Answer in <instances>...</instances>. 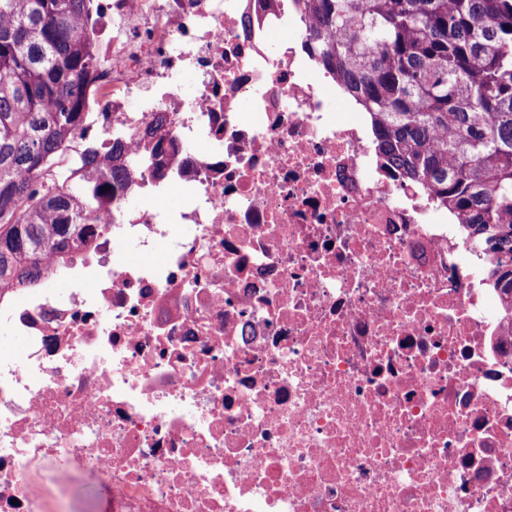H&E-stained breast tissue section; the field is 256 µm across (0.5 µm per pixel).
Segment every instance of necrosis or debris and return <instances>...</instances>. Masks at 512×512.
<instances>
[{
	"label": "necrosis or debris",
	"mask_w": 512,
	"mask_h": 512,
	"mask_svg": "<svg viewBox=\"0 0 512 512\" xmlns=\"http://www.w3.org/2000/svg\"><path fill=\"white\" fill-rule=\"evenodd\" d=\"M94 4L87 109L133 183L37 292L0 289L26 339L0 512H512V321L315 68L298 0Z\"/></svg>",
	"instance_id": "necrosis-or-debris-1"
}]
</instances>
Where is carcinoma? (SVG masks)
I'll return each mask as SVG.
<instances>
[{
	"label": "carcinoma",
	"mask_w": 512,
	"mask_h": 512,
	"mask_svg": "<svg viewBox=\"0 0 512 512\" xmlns=\"http://www.w3.org/2000/svg\"><path fill=\"white\" fill-rule=\"evenodd\" d=\"M305 48L365 113L387 163L448 210L512 312V0H303ZM93 0H0V284L86 243L125 188L116 145L85 138Z\"/></svg>",
	"instance_id": "carcinoma-1"
}]
</instances>
